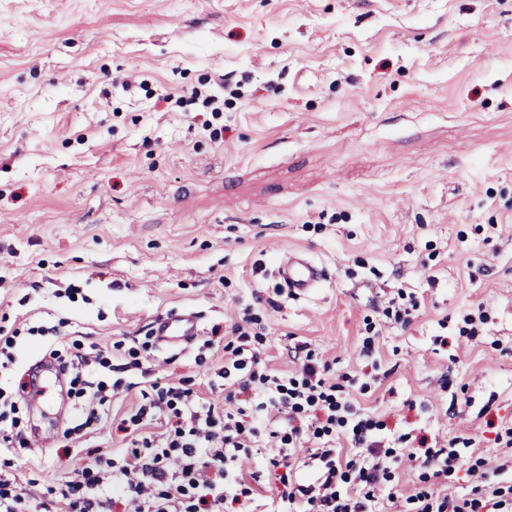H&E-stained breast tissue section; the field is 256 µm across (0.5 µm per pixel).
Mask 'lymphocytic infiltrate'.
<instances>
[{
	"label": "lymphocytic infiltrate",
	"instance_id": "f902f5d3",
	"mask_svg": "<svg viewBox=\"0 0 512 512\" xmlns=\"http://www.w3.org/2000/svg\"><path fill=\"white\" fill-rule=\"evenodd\" d=\"M261 317L244 309L224 345V410L199 396L190 381L153 380L140 388L135 408L110 414L113 397L129 387L112 375L120 357L139 366L141 346L116 341L111 349L84 351L80 341L47 345L45 354L70 378L73 413L64 438L92 434L104 416L125 446L117 454L97 452L68 476L48 486L39 512H224L225 504L248 507L270 499L272 512H377L381 499L403 501L404 512H512V486L493 483L476 472L470 496L436 492L458 460L457 440L438 447L426 438L403 434L385 444V421L361 409L351 395L354 378L332 375L328 364L306 346L294 347L295 368L281 372L261 363L252 343L261 339ZM23 390L0 386V447L29 445ZM267 442L269 479L243 472ZM310 445L315 477L296 478L291 461ZM422 471L412 494L401 496L395 480L403 461Z\"/></svg>",
	"mask_w": 512,
	"mask_h": 512
}]
</instances>
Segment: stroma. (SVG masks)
Wrapping results in <instances>:
<instances>
[{
  "label": "stroma",
  "instance_id": "35a3bbf8",
  "mask_svg": "<svg viewBox=\"0 0 512 512\" xmlns=\"http://www.w3.org/2000/svg\"><path fill=\"white\" fill-rule=\"evenodd\" d=\"M199 83L224 99L215 139L172 101ZM291 250L326 270L303 298L277 290ZM401 290L420 302L405 327L380 314ZM480 305L487 323L459 335ZM247 306L269 368L292 370L307 344L367 383L357 401L391 437L473 439L445 492L470 494L479 457L512 484V447L486 427L512 420V0H0L12 386L43 366L30 327L104 349L193 311L207 366L194 343L142 363L223 406L211 329ZM369 320L381 334L366 359ZM67 389L26 412L48 446L0 447L35 497L77 460L62 448Z\"/></svg>",
  "mask_w": 512,
  "mask_h": 512
}]
</instances>
